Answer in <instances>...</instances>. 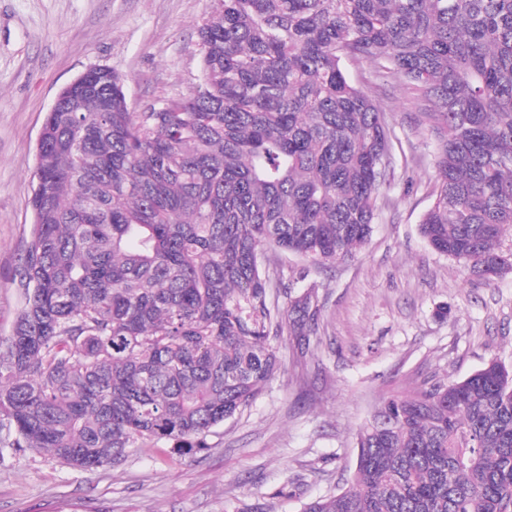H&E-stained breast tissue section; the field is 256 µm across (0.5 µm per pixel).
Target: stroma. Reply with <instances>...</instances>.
Masks as SVG:
<instances>
[{"label": "stroma", "mask_w": 512, "mask_h": 512, "mask_svg": "<svg viewBox=\"0 0 512 512\" xmlns=\"http://www.w3.org/2000/svg\"><path fill=\"white\" fill-rule=\"evenodd\" d=\"M220 0H0V337L23 306L13 278L29 235L36 147L58 93L106 66L129 106L186 94L200 76L197 30ZM350 81L379 101L393 141L389 185L370 240L327 268L271 256L273 301L315 289L313 333L284 336L281 371L210 449H136L116 467L77 472L37 451L0 450V512H298L352 472L355 432L385 397L512 365V273H464L422 237L437 185L435 141L402 86L347 59Z\"/></svg>", "instance_id": "stroma-1"}]
</instances>
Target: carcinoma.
I'll return each instance as SVG.
<instances>
[{"label":"carcinoma","instance_id":"carcinoma-1","mask_svg":"<svg viewBox=\"0 0 512 512\" xmlns=\"http://www.w3.org/2000/svg\"><path fill=\"white\" fill-rule=\"evenodd\" d=\"M199 82L130 110L108 67L61 91L37 146L34 222L0 340L1 448L73 471L132 448L210 447L303 336L265 255L316 265L371 237L392 140L342 57L397 79L436 138L421 234L467 273L512 272V0H221ZM343 486L300 512H512V367L391 395Z\"/></svg>","mask_w":512,"mask_h":512}]
</instances>
